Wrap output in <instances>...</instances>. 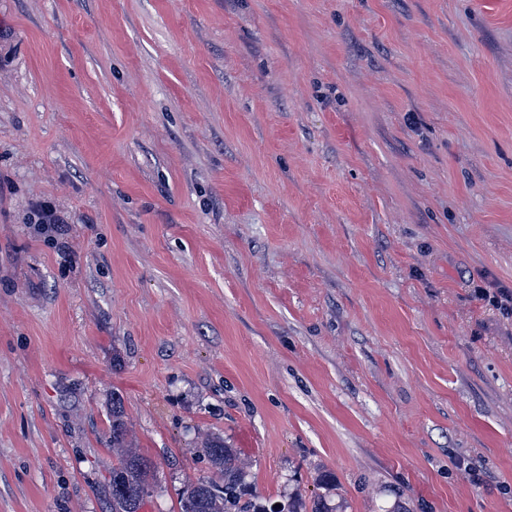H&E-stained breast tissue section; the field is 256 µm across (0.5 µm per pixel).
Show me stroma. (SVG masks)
Masks as SVG:
<instances>
[{
  "mask_svg": "<svg viewBox=\"0 0 512 512\" xmlns=\"http://www.w3.org/2000/svg\"><path fill=\"white\" fill-rule=\"evenodd\" d=\"M512 0H0V512H512ZM112 452L120 457L112 467L110 512H137L151 488V464L129 437L121 400L112 398ZM199 445L222 484L199 480L188 487L180 501L181 512H267L265 506L242 487L248 476L247 465L233 448H227L223 437L210 435Z\"/></svg>",
  "mask_w": 512,
  "mask_h": 512,
  "instance_id": "1",
  "label": "stroma"
}]
</instances>
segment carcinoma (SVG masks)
Returning <instances> with one entry per match:
<instances>
[{
  "mask_svg": "<svg viewBox=\"0 0 512 512\" xmlns=\"http://www.w3.org/2000/svg\"><path fill=\"white\" fill-rule=\"evenodd\" d=\"M200 450L217 472L221 483L200 480L184 492L180 512H267L252 494L243 488L247 465L224 438L210 435L200 442ZM112 451L119 455L112 467L109 484L111 512H138L151 488V464L129 437L119 397H112Z\"/></svg>",
  "mask_w": 512,
  "mask_h": 512,
  "instance_id": "cac0c4a2",
  "label": "carcinoma"
}]
</instances>
